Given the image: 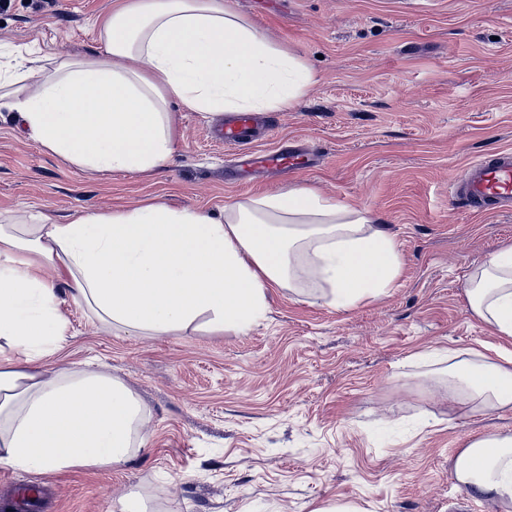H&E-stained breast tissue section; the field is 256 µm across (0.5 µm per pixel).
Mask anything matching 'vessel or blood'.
I'll return each mask as SVG.
<instances>
[{
    "mask_svg": "<svg viewBox=\"0 0 512 512\" xmlns=\"http://www.w3.org/2000/svg\"><path fill=\"white\" fill-rule=\"evenodd\" d=\"M222 137L225 143L242 144L264 141L267 135L260 132L253 113L241 112L224 124ZM304 150L303 142L295 139L266 150L260 162L251 154L241 153L236 158V169L253 174L283 172L288 168L289 158ZM450 196L473 213L512 212V152L504 150L492 158L468 164L462 175L451 182Z\"/></svg>",
    "mask_w": 512,
    "mask_h": 512,
    "instance_id": "obj_1",
    "label": "vessel or blood"
}]
</instances>
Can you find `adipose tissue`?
<instances>
[{
	"label": "adipose tissue",
	"instance_id": "adipose-tissue-1",
	"mask_svg": "<svg viewBox=\"0 0 512 512\" xmlns=\"http://www.w3.org/2000/svg\"><path fill=\"white\" fill-rule=\"evenodd\" d=\"M95 57L0 53V92L48 152L92 173L163 168L178 140L171 101L194 112L295 107L314 73L275 47L228 0H124L101 28ZM401 266L393 236L365 208L310 185L225 203L223 218L161 202L65 223L0 216V465L37 474L106 470L143 444L145 412L116 378L40 362L64 340L58 285L101 323L164 336L208 315L246 333L278 286L347 310L389 292ZM55 268L60 284L42 270ZM473 313L512 338V246L471 276ZM447 362L448 393L467 411L512 410V356ZM467 493L512 501V434L468 443L453 462Z\"/></svg>",
	"mask_w": 512,
	"mask_h": 512
}]
</instances>
